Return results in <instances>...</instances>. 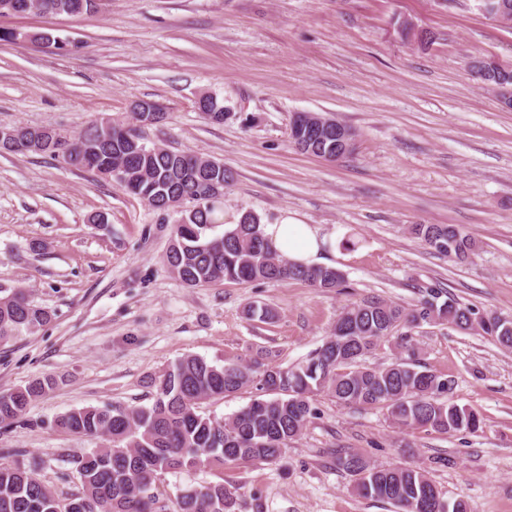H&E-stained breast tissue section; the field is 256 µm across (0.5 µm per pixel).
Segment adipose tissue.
<instances>
[{
	"label": "adipose tissue",
	"mask_w": 512,
	"mask_h": 512,
	"mask_svg": "<svg viewBox=\"0 0 512 512\" xmlns=\"http://www.w3.org/2000/svg\"><path fill=\"white\" fill-rule=\"evenodd\" d=\"M263 231L280 254L307 266L319 262L325 247L336 244L335 238L321 235L315 225L303 223L289 214L277 223L264 225Z\"/></svg>",
	"instance_id": "ef3b65f1"
}]
</instances>
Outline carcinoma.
Masks as SVG:
<instances>
[{"label":"carcinoma","mask_w":512,"mask_h":512,"mask_svg":"<svg viewBox=\"0 0 512 512\" xmlns=\"http://www.w3.org/2000/svg\"><path fill=\"white\" fill-rule=\"evenodd\" d=\"M135 130L95 120L43 153L97 176L102 164L117 166L123 175L117 185L153 210L182 208L163 262L183 285L291 279L323 290L346 288L338 269L296 264L279 254L253 213L242 214L224 235L210 236L208 230L221 222L223 209L209 183L216 179L227 187L233 173L221 162L211 168L186 151L146 146L145 136ZM310 148L327 161L342 153L334 132L312 140ZM411 232L448 258L465 259L475 248L470 236L452 226L414 224ZM244 314L262 321L275 318L270 308L254 302L245 305ZM441 321L490 336L512 350V331L504 329L499 316L478 313L436 283L407 305L366 297L345 307L330 336L296 365L282 366L277 354L266 349L222 364L187 354L152 379L149 407L89 406L59 415L56 429L101 440L99 447L72 457L80 487L59 494L36 477L39 459L24 461L23 453L9 452L0 457V512H73V499L82 503L81 512H236L243 501L239 484L188 486L170 505L160 498L158 486L169 472L280 461L316 417V396L322 392L343 406L384 410L401 431L476 432L482 425L479 413L448 398L451 381L420 362L409 337L402 344L404 355L391 363L362 364L367 353L400 329ZM50 322V312L34 304L26 290L0 286V341L23 331L34 333ZM58 385L57 377L47 376L0 393V425L19 421L34 401ZM253 385L262 395L238 412L222 420L199 413L202 403ZM336 467L354 477L360 495L386 501L396 512H469L465 500L444 499L424 467L378 468L349 451L338 452Z\"/></svg>","instance_id":"1"}]
</instances>
